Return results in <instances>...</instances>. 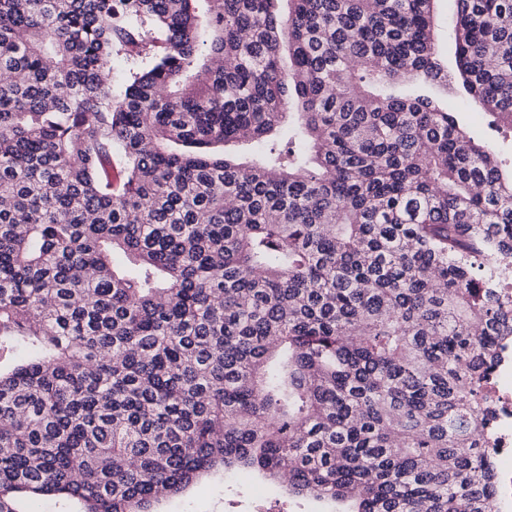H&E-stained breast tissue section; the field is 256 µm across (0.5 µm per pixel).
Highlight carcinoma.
Wrapping results in <instances>:
<instances>
[{
    "label": "carcinoma",
    "instance_id": "carcinoma-1",
    "mask_svg": "<svg viewBox=\"0 0 512 512\" xmlns=\"http://www.w3.org/2000/svg\"><path fill=\"white\" fill-rule=\"evenodd\" d=\"M436 2L0 0V512H493L512 0ZM448 111L455 112L461 125L474 132L481 140L490 144L498 153L512 155V132L497 124L487 112L462 105L456 96H448ZM262 506L270 512H319L315 505L289 500L271 490L265 479L252 473L224 478H202L182 493L158 505L163 512H240Z\"/></svg>",
    "mask_w": 512,
    "mask_h": 512
}]
</instances>
